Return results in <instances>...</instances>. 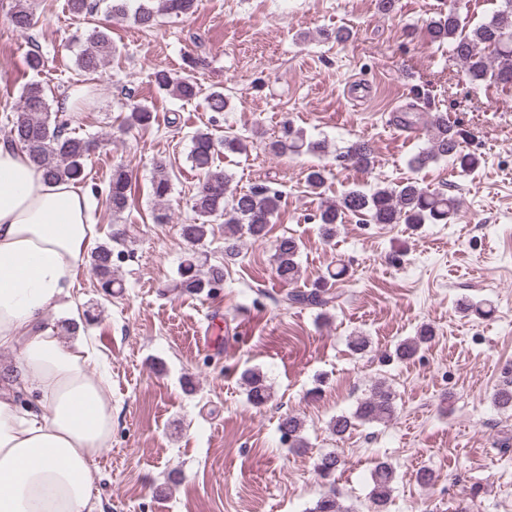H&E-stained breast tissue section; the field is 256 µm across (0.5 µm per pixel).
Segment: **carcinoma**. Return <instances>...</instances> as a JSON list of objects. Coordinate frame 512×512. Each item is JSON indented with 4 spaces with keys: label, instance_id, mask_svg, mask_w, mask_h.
<instances>
[{
    "label": "carcinoma",
    "instance_id": "obj_1",
    "mask_svg": "<svg viewBox=\"0 0 512 512\" xmlns=\"http://www.w3.org/2000/svg\"><path fill=\"white\" fill-rule=\"evenodd\" d=\"M196 0H109L107 15L112 19L132 18L144 29L153 27L160 15H188L194 12ZM99 0H67L68 11L76 17H91L99 8ZM8 24L16 31L28 32L37 24L31 0H14L7 13ZM429 41L448 45L449 58L463 68L466 80L474 89L484 85H512V0H500V5L485 21L466 29L459 14L448 9L427 24ZM87 48L76 59L79 75H92L112 55L113 46L106 28L94 26L89 31ZM153 82L161 91H166L184 100H192L200 88L191 75L175 76L165 69L153 72ZM82 118L73 112L54 111L49 103L45 86L39 81H30L21 95L19 110L8 131V138L24 149L32 162L52 181L81 183L85 179V161L95 148L96 141L76 135L74 125ZM152 122V110L146 104L135 103L125 117L129 128L146 129ZM426 146L420 148L410 159V166L422 170L441 160L452 162L463 172H474L482 159L463 150V135L457 125L448 121V116L437 112L430 118L426 130ZM240 152L246 143L240 136L228 132L216 140L208 130H198L191 137L188 158L201 173L195 193L191 198L192 221L180 225V235L190 246L196 248L214 233V224L224 225V263L213 265L205 272L196 263L195 254H190L178 267V279L172 288L179 292L199 294L224 282L225 263L235 260L240 254L241 230L254 240L266 238L270 224L277 216L280 191L268 185H254L248 189L231 186L232 176L215 165L218 149ZM277 154L314 153L325 149V145L307 139L306 135L288 123L281 134L269 144ZM336 158L361 169L373 166L369 144L359 140L352 142ZM151 182L153 197L163 202L171 193V179L167 163L159 159L154 163ZM326 181V167L312 166L306 174V185L314 194ZM132 184L128 173L118 167L112 172L108 183L106 200L112 212L122 214L129 206ZM459 214L456 196L441 190H429L417 181H406L399 185L376 184L366 190L354 187L336 202L320 207L314 215L320 224L322 237L330 242L336 237L338 224L346 215L360 216L371 224H451ZM301 243L293 236H281L274 245L273 261L277 277L291 285L300 278L298 256ZM91 265L98 284L107 295L119 284L114 277L112 244L103 243L91 255ZM344 274L340 269L329 274V279L309 290L289 291L284 302L291 307L325 310L335 307L339 294L328 284ZM434 331L423 326L416 336L400 341L394 350L382 356V361L405 360L414 357L421 347L432 341ZM247 400L255 407L265 405L271 399V387L265 375L257 369L242 373ZM492 402L500 410H512V379H506L492 394ZM396 393L384 381L375 382L369 394L362 398L349 414H340L329 422L331 432L341 437L358 423H385L396 413ZM278 431L281 439L290 448H304L303 421L294 414L280 417ZM341 457L335 452L321 455L314 468L324 483L333 484L336 471L341 467ZM395 471L391 464L378 461L371 472L372 490L370 499L375 512H385L390 497ZM308 512H355L340 505L335 490L321 496Z\"/></svg>",
    "mask_w": 512,
    "mask_h": 512
}]
</instances>
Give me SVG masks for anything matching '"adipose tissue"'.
Here are the masks:
<instances>
[{"label": "adipose tissue", "instance_id": "ef3b65f1", "mask_svg": "<svg viewBox=\"0 0 512 512\" xmlns=\"http://www.w3.org/2000/svg\"><path fill=\"white\" fill-rule=\"evenodd\" d=\"M90 209L82 186L48 180L0 139V348L16 354L0 384V512H86L112 441L96 351L45 323L94 246Z\"/></svg>", "mask_w": 512, "mask_h": 512}]
</instances>
